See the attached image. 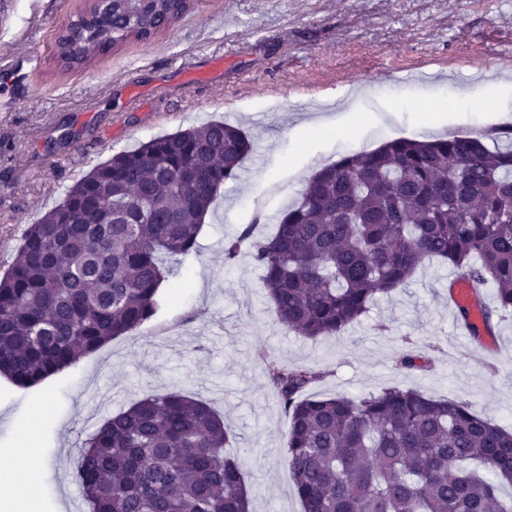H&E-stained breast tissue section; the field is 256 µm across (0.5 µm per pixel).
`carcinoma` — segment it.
<instances>
[{
  "mask_svg": "<svg viewBox=\"0 0 512 512\" xmlns=\"http://www.w3.org/2000/svg\"><path fill=\"white\" fill-rule=\"evenodd\" d=\"M188 0H112L105 29L82 20L58 40L65 66L130 37L147 40ZM253 142L211 121L153 138L95 165L26 231L0 276V376L33 386L157 313L168 263L197 254L224 183ZM278 321L315 340L337 335L378 293L403 288L425 260L496 290L512 313V128L435 140L394 138L318 170L274 235L245 229ZM398 366L426 361L402 353ZM288 417L289 476L303 512H512V431L468 406L392 387L353 399L308 390L322 374L272 361ZM224 419L178 393L151 395L83 443L76 479L91 512H249Z\"/></svg>",
  "mask_w": 512,
  "mask_h": 512,
  "instance_id": "1",
  "label": "carcinoma"
}]
</instances>
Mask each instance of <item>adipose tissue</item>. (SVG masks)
Masks as SVG:
<instances>
[{"label": "adipose tissue", "mask_w": 512, "mask_h": 512, "mask_svg": "<svg viewBox=\"0 0 512 512\" xmlns=\"http://www.w3.org/2000/svg\"><path fill=\"white\" fill-rule=\"evenodd\" d=\"M37 425H30L25 441L0 453V512H13L17 505L34 506L38 494L37 461L32 443Z\"/></svg>", "instance_id": "adipose-tissue-1"}]
</instances>
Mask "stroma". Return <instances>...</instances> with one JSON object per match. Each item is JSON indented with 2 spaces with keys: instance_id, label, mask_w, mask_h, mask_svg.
I'll return each mask as SVG.
<instances>
[{
  "instance_id": "1",
  "label": "stroma",
  "mask_w": 512,
  "mask_h": 512,
  "mask_svg": "<svg viewBox=\"0 0 512 512\" xmlns=\"http://www.w3.org/2000/svg\"><path fill=\"white\" fill-rule=\"evenodd\" d=\"M0 11V240L64 198L99 163L152 138L222 120L253 140L235 180L205 218L199 254L174 265L158 314L132 335L34 387L0 378V449L18 444L39 397V512H90L76 481L79 450L106 419L140 399L178 392L206 402L230 429L251 512H302L288 474V419L263 363L324 372L318 396L398 386L469 405L512 430V315L494 320L497 349L464 340L448 309L451 266L429 260L409 283L377 295L360 322L309 340L282 326L248 248L225 261L246 227L273 234L320 168L396 137L490 130L512 118V0H191L154 38L130 39L63 68L62 26L89 0H7ZM480 54L503 84L477 91L450 58ZM323 112L338 130L304 129ZM424 112L445 125L424 127ZM412 350L429 367L397 366Z\"/></svg>"
}]
</instances>
